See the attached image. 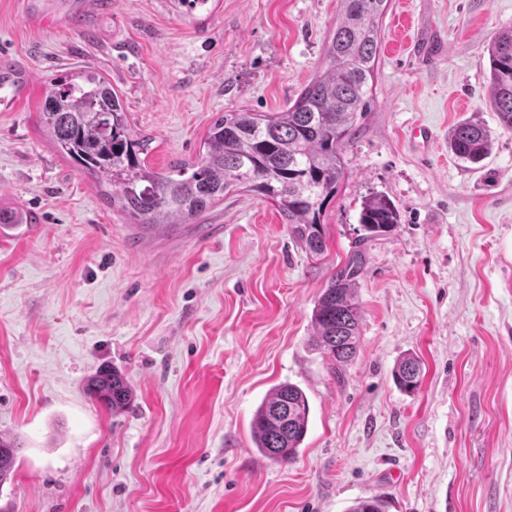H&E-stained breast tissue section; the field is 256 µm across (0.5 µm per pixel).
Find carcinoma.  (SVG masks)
Returning <instances> with one entry per match:
<instances>
[{"mask_svg":"<svg viewBox=\"0 0 512 512\" xmlns=\"http://www.w3.org/2000/svg\"><path fill=\"white\" fill-rule=\"evenodd\" d=\"M180 13L208 9L209 0H171ZM344 9L325 44L322 74L280 112H226L204 136L196 161L176 160L158 169L150 161L152 139L141 135L124 111L121 95L96 71L65 72L48 81L39 120L55 153L112 187V205L136 224H193L224 195L247 192L272 202L304 249L320 255L326 247L323 209L336 196L347 171L345 147L371 93L379 34L376 20L386 0H342ZM489 103L501 125L512 129V26L490 40ZM19 70L0 64V93L17 92ZM454 156L478 164L489 154L491 136L480 121L458 123L449 138ZM399 221L392 201L374 193L361 204L359 224L366 241L391 231ZM363 266L357 252L336 270L315 302L313 341L333 366L357 353L359 304L355 285ZM422 368L408 356L395 367L398 387L414 392ZM89 395L114 413L127 409L133 393L121 371H100L87 384ZM306 394L290 383L276 385L251 422L256 448L268 459L288 464L297 457L309 425ZM19 443L0 436V484L15 470ZM348 512H385L378 496L356 500Z\"/></svg>","mask_w":512,"mask_h":512,"instance_id":"obj_1","label":"carcinoma"}]
</instances>
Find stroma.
<instances>
[{
    "instance_id": "35a3bbf8",
    "label": "stroma",
    "mask_w": 512,
    "mask_h": 512,
    "mask_svg": "<svg viewBox=\"0 0 512 512\" xmlns=\"http://www.w3.org/2000/svg\"><path fill=\"white\" fill-rule=\"evenodd\" d=\"M340 0H0V61L27 84L0 102V435L21 443L0 512H512V130L488 102L486 52L512 0H388L369 106L307 253L269 201L225 195L196 223L146 231L51 149L47 82L92 68L122 95L151 162L196 161L213 117L278 112L321 69ZM476 118L492 150H448ZM435 135L423 144L421 129ZM399 222L369 240L358 351L335 372L315 302L351 257L360 205ZM422 367L412 394L393 369ZM116 368L132 404L86 391ZM310 406L298 456L256 448L277 384ZM491 143L490 131L475 119L458 123L449 138V147L454 156L470 164L482 162L490 152Z\"/></svg>"
}]
</instances>
